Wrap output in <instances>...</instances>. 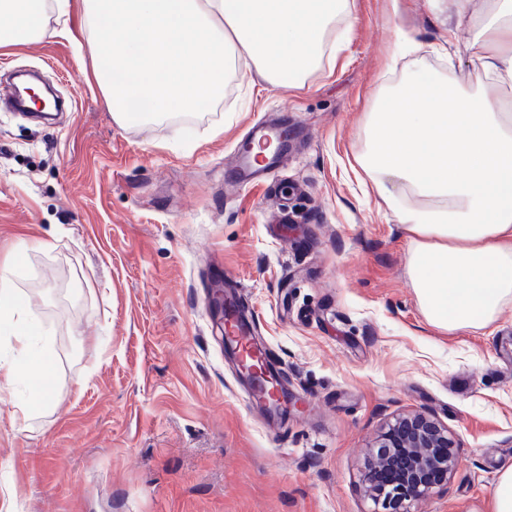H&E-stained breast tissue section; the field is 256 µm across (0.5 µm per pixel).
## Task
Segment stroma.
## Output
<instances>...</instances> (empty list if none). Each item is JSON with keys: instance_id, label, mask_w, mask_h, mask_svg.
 <instances>
[{"instance_id": "obj_1", "label": "stroma", "mask_w": 512, "mask_h": 512, "mask_svg": "<svg viewBox=\"0 0 512 512\" xmlns=\"http://www.w3.org/2000/svg\"><path fill=\"white\" fill-rule=\"evenodd\" d=\"M335 54L301 82L255 67L213 111L119 124L70 34L0 47L45 76V122L0 106V269L49 336L56 393L29 424L0 393V512H371L366 453L394 415L454 433L460 466L414 512H488L512 464V308L429 325L409 240L359 180L380 97L425 68L470 86L476 30L448 0H349ZM297 137L259 188L227 163L258 119ZM21 264H13L15 253ZM231 277L292 396L249 399L209 297Z\"/></svg>"}]
</instances>
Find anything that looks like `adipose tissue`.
I'll return each instance as SVG.
<instances>
[{"label":"adipose tissue","mask_w":512,"mask_h":512,"mask_svg":"<svg viewBox=\"0 0 512 512\" xmlns=\"http://www.w3.org/2000/svg\"><path fill=\"white\" fill-rule=\"evenodd\" d=\"M45 0H0L9 25L0 45L45 33ZM92 75L117 122L131 121L130 98L151 116L220 97L227 72L250 61L273 85L318 68L333 23L348 0H82ZM476 23L474 82L460 87L413 77L387 94L364 128L361 173L410 240L408 273L427 322L448 332L482 329L512 307V0H448ZM128 80L115 84L111 70ZM14 338L0 358V389L28 375L16 405L27 422L55 396L53 359L37 341L9 270L0 271V320Z\"/></svg>","instance_id":"1"}]
</instances>
